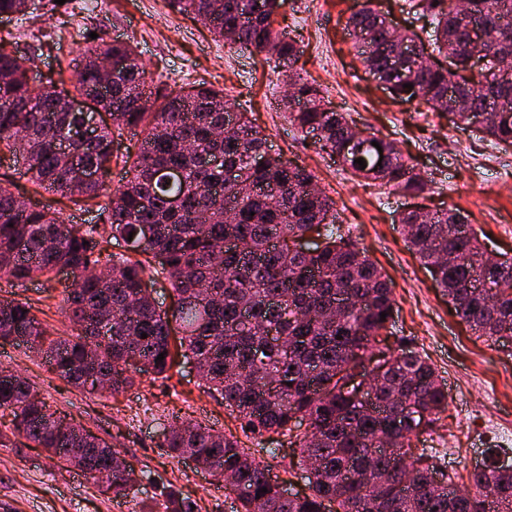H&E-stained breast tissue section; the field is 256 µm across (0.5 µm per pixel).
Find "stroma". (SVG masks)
<instances>
[{"instance_id":"35a3bbf8","label":"stroma","mask_w":512,"mask_h":512,"mask_svg":"<svg viewBox=\"0 0 512 512\" xmlns=\"http://www.w3.org/2000/svg\"><path fill=\"white\" fill-rule=\"evenodd\" d=\"M45 2L34 0L28 12L0 19V42L19 49L28 50L32 34L45 35L46 47L30 56L34 84L71 81L66 65L95 27L109 41L133 45L154 81L171 88L206 83L223 89L263 130L272 154L312 172L335 203L344 237L390 279L395 311L389 336L425 357L448 388L447 410L435 430L420 435L417 448L437 451L460 486L489 454L512 458V338L494 342L472 333L399 224L401 213L416 203L430 210L456 208L469 214L489 250L512 257V148L494 146L469 127L449 125L445 113L396 100L374 80L346 31L348 17L364 0H286L276 27L300 48L304 78L331 107L346 113L355 129L395 142L425 176L428 188L415 199L352 177L319 151L283 110L284 71L268 65L263 55L230 48L200 22L175 11L169 0H101L99 12L89 17L79 0L52 8ZM44 285L41 278L23 286L1 279L0 300L29 303L39 308L44 323L70 331L59 311L60 294H47ZM1 371L22 376L52 408L108 442L135 469L150 472L153 480L140 486L137 498L161 504L174 490L194 502L195 512H233L235 498L223 484L192 459L166 452L164 428L174 415L236 434L274 475L295 489L305 487L295 466L298 449L283 436L277 456H269L271 436L242 433L223 399L205 391L192 359L178 358L168 378L143 372L126 391L90 394L51 371L25 344L0 340ZM0 431L13 442L0 447V512H115L118 501L103 493L98 481L29 447L13 434L10 417H0Z\"/></svg>"}]
</instances>
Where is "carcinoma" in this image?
Here are the masks:
<instances>
[{"mask_svg": "<svg viewBox=\"0 0 512 512\" xmlns=\"http://www.w3.org/2000/svg\"><path fill=\"white\" fill-rule=\"evenodd\" d=\"M408 0L430 18L432 34L404 74L387 69L395 45L371 7L353 13L346 27L369 40L361 50L366 70L390 84L393 98L444 112L456 126L470 113L496 104L499 111L476 133L496 145H512V0ZM282 0H173L232 47L288 66L290 121L349 172L418 196L427 180L389 141L366 149L354 162L347 117L325 106L320 91L294 69L296 43L274 27ZM503 23L509 45L497 66L473 70L468 48L474 27L488 18ZM453 56L451 68L434 66L433 54ZM103 58L124 66L100 91ZM30 58L0 43V159L21 163L36 187L85 207L104 224L74 227L47 207L26 205L0 185V279L46 278L67 269L62 311L77 333L51 332L33 307L0 301V339L23 342L48 357L51 369L89 393L134 385V373H165L170 337L177 326L200 380L224 399L241 427L287 436L300 449L299 467L311 471L308 492L284 495L270 470L232 435L193 423L170 425L163 447L173 457L195 459L215 479L240 491L236 512H512V468L489 458L470 476L467 497L454 494V475L413 439L432 430L448 407V390L421 355L387 345L383 335L394 311L392 288L377 266L336 227L334 202L315 188L305 168L269 153L267 138L232 113L224 91L209 87L146 91L147 70L136 50L104 33L72 59L74 91L108 114L89 126L90 112H70L55 85L35 87ZM413 85L412 89L405 84ZM142 128L128 175L107 188L114 144L126 129ZM92 169L94 179L83 173ZM403 231L448 296L457 317L490 340L512 335V260L485 261L486 251L459 211L425 216L415 208L399 219ZM317 234L313 250L302 241ZM123 240L145 259L108 251ZM163 276L174 296L171 313L157 309L147 288ZM386 319H380L381 313ZM147 337H141V334ZM164 359L157 360L158 355ZM369 367L374 380L361 389L352 371ZM13 432L57 455L76 452L75 466L116 497L137 493L149 478L114 449L51 409L26 381L0 374V415ZM310 430L296 433L297 418ZM165 512H193L175 494Z\"/></svg>", "mask_w": 512, "mask_h": 512, "instance_id": "1", "label": "carcinoma"}]
</instances>
